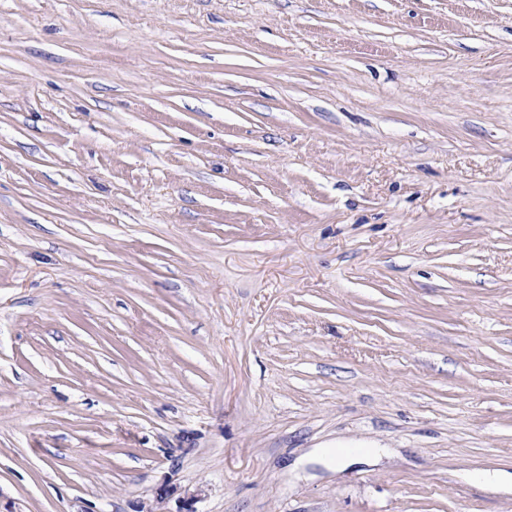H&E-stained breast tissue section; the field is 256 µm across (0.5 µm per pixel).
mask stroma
Segmentation results:
<instances>
[{"mask_svg": "<svg viewBox=\"0 0 512 512\" xmlns=\"http://www.w3.org/2000/svg\"><path fill=\"white\" fill-rule=\"evenodd\" d=\"M480 471L512 0H0V512H512ZM385 453L386 452L380 448H363L345 452L338 451L337 448H324V450H322V454L327 464L334 468L341 466L348 458H378Z\"/></svg>", "mask_w": 512, "mask_h": 512, "instance_id": "stroma-1", "label": "stroma"}]
</instances>
